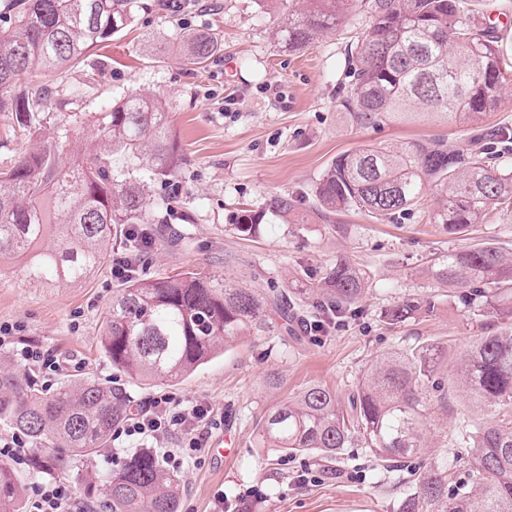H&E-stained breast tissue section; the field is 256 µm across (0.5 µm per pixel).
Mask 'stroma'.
<instances>
[{"mask_svg": "<svg viewBox=\"0 0 512 512\" xmlns=\"http://www.w3.org/2000/svg\"><path fill=\"white\" fill-rule=\"evenodd\" d=\"M124 36L90 50L65 72L35 69L34 81L51 98L25 136L6 141L11 116L0 112V168L23 151L56 137L68 116L97 111L131 91L156 94L170 107L172 129L188 164L181 177L156 182L153 197H172L165 230L172 238L148 253L153 272L194 268L228 271L253 288H274L295 300L306 315H321L314 295L297 284L316 281L337 255L357 263L368 280L358 313L326 335L313 337L299 321L270 317L264 332L240 337L223 356L181 382L134 380L113 367L101 345L103 320L120 282L111 265L97 268L75 286L29 282L22 265L0 271V324L26 344L54 355L57 370L25 366L44 392L68 378L91 377L124 387L130 405L163 393L183 404H207L216 421L213 439L229 438L232 456L208 454L180 474L179 512H214L217 500L242 504L245 512H401L393 480L370 449H347L329 465L308 456H286L260 445L264 414L305 385L318 383L347 399L364 369L381 354L425 341L460 350L492 331L512 330V320L476 316L449 302L447 289L425 275L433 253L491 242L512 248V213L494 214L451 235L428 221L436 206L428 194L409 213L382 224L350 211L326 223L314 188L337 155L365 146H397L443 139L464 146L469 130L433 121L354 125L341 107L348 82L345 52L366 27L365 13L352 11L345 24L300 54L285 51L275 32L288 12L286 0H148ZM472 18L493 24L512 58V0H467ZM216 34L221 49L204 67L186 63L184 34ZM294 201L292 217L271 212V198ZM260 215L249 232L237 225L244 211ZM433 297V315L392 327L384 311L402 298ZM278 378L270 388L269 378ZM461 405L450 401L426 431L420 466L433 468L454 456L448 438ZM314 475L295 484L296 471Z\"/></svg>", "mask_w": 512, "mask_h": 512, "instance_id": "obj_1", "label": "stroma"}]
</instances>
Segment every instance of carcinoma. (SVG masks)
I'll return each mask as SVG.
<instances>
[{
    "mask_svg": "<svg viewBox=\"0 0 512 512\" xmlns=\"http://www.w3.org/2000/svg\"><path fill=\"white\" fill-rule=\"evenodd\" d=\"M355 0H292L276 31L290 52L310 47L345 21ZM463 0H360L369 24L349 52L344 111L358 126L427 114L474 132L448 149L440 140L368 147L336 157L314 196L328 215L363 211L390 221L431 191L439 202L429 223L450 235L467 232L493 211H512V170L497 165V145L512 128L483 131V116L501 102L509 59L492 27L465 13ZM135 0H7L0 15V112L11 113L13 134L45 111L48 90L27 84L37 67L63 71L111 42L134 21ZM186 62L205 63L218 50L208 32L183 39ZM26 151L0 171V264L23 257L36 283L84 281L110 257L138 242L118 227L150 224L154 244L165 241L159 211L167 199L148 197V184L179 175L185 165L171 129L170 107L130 92L86 117L98 141L75 153L70 133ZM427 277L475 315L512 319V252L493 243L439 253ZM324 289L323 313L343 316L365 290L364 277L344 255L307 288ZM288 311L277 294L244 287L223 274L185 269L173 274L136 270L112 299L101 344L112 365L130 378L175 382L224 353V345L265 329L270 311ZM435 302L405 298L385 310L398 326L434 313ZM462 391L464 410L450 442L466 448L474 470L463 481L450 465L421 470L425 432L436 407ZM126 393L92 378L67 380L45 396L28 375L0 359V422L42 447L64 448L52 466L95 489L79 462L90 463L123 420ZM360 444L379 465L407 473L402 512H512V334L491 332L467 343L448 375V348L424 343L393 351L367 367L349 406L321 384L302 388L267 414L260 445L290 456L337 462ZM110 512H178L181 485L148 450L140 449L102 474ZM25 496L11 467L0 464V512H24Z\"/></svg>",
    "mask_w": 512,
    "mask_h": 512,
    "instance_id": "1",
    "label": "carcinoma"
}]
</instances>
